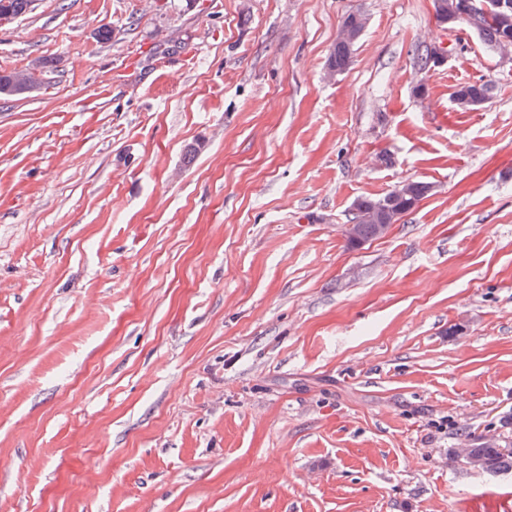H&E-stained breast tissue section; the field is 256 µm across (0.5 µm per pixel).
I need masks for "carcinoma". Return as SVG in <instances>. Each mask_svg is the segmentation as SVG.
<instances>
[{"label": "carcinoma", "instance_id": "cac0c4a2", "mask_svg": "<svg viewBox=\"0 0 512 512\" xmlns=\"http://www.w3.org/2000/svg\"><path fill=\"white\" fill-rule=\"evenodd\" d=\"M31 0H0V10L11 12L20 17L31 11ZM435 18L438 23L454 27L455 18L460 9L461 0H433ZM481 38L490 48L512 51V0H504V7L496 9L482 18ZM356 42L337 38L329 59L332 72L344 70L351 62ZM24 71L16 70L0 74V96H12V90L23 82ZM491 87L487 83H469L456 89L458 107L472 109L477 102L489 97ZM408 193L403 198H394L387 193L381 197H363L353 204L352 221L358 224L359 235L365 241L379 238L378 226L369 219L373 210L384 214V224H395L402 216L414 211L427 197V183L411 181L407 185ZM472 450L483 458L487 469L492 473L512 472V452H505L501 446L491 441L472 443Z\"/></svg>", "mask_w": 512, "mask_h": 512}]
</instances>
